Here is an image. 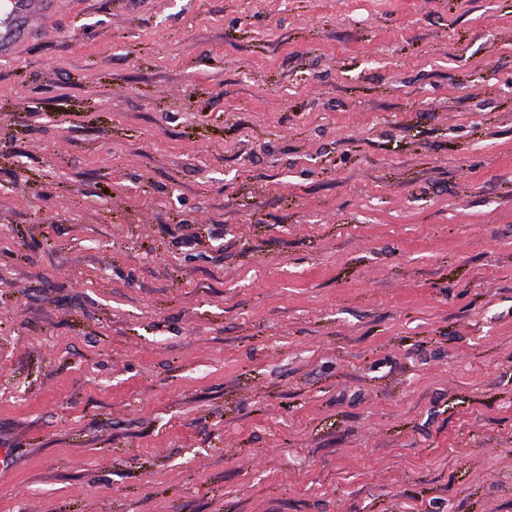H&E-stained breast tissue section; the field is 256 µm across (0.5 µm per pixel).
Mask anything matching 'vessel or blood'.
Masks as SVG:
<instances>
[{
    "mask_svg": "<svg viewBox=\"0 0 512 512\" xmlns=\"http://www.w3.org/2000/svg\"><path fill=\"white\" fill-rule=\"evenodd\" d=\"M61 5L62 0H0V55L38 33L46 17L59 12Z\"/></svg>",
    "mask_w": 512,
    "mask_h": 512,
    "instance_id": "1",
    "label": "vessel or blood"
}]
</instances>
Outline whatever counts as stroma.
<instances>
[{"label":"stroma","mask_w":512,"mask_h":512,"mask_svg":"<svg viewBox=\"0 0 512 512\" xmlns=\"http://www.w3.org/2000/svg\"><path fill=\"white\" fill-rule=\"evenodd\" d=\"M0 512H512V0H70L0 57Z\"/></svg>","instance_id":"obj_1"}]
</instances>
